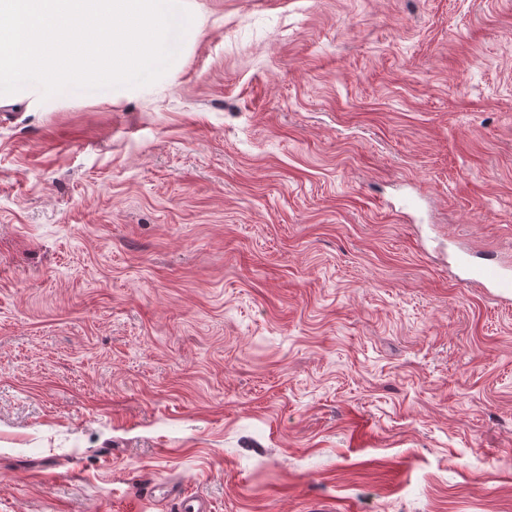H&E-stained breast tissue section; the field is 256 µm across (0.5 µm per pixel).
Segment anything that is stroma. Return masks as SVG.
Wrapping results in <instances>:
<instances>
[{"label": "stroma", "instance_id": "1", "mask_svg": "<svg viewBox=\"0 0 512 512\" xmlns=\"http://www.w3.org/2000/svg\"><path fill=\"white\" fill-rule=\"evenodd\" d=\"M187 6L0 106V512H512V0ZM474 257L469 251L455 253L458 281L482 288L501 303L512 304V264L492 257L476 261ZM155 492H159V497L167 501L177 502V511L179 512H210V503L199 495H187L180 487L169 483H158L147 490L146 496L156 497Z\"/></svg>", "mask_w": 512, "mask_h": 512}]
</instances>
